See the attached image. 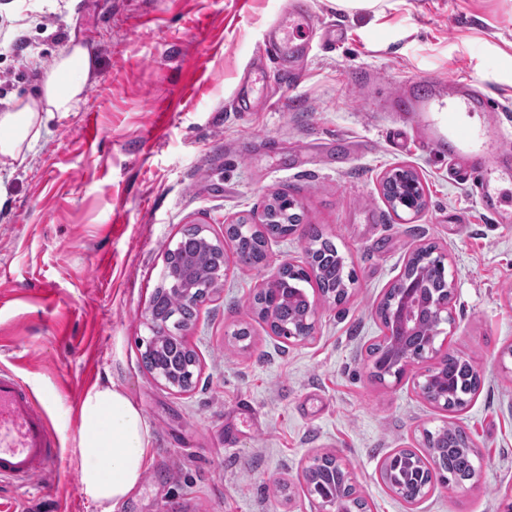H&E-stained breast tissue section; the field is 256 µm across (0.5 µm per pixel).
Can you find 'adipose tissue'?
Segmentation results:
<instances>
[{"label": "adipose tissue", "instance_id": "adipose-tissue-1", "mask_svg": "<svg viewBox=\"0 0 512 512\" xmlns=\"http://www.w3.org/2000/svg\"><path fill=\"white\" fill-rule=\"evenodd\" d=\"M96 65L88 45H71L45 70L39 96L12 99L0 112V172H15L48 121L75 108ZM79 420L80 491L97 512H115L143 478L150 452L149 424L140 407L111 380L85 392Z\"/></svg>", "mask_w": 512, "mask_h": 512}]
</instances>
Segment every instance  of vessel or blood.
<instances>
[{
  "instance_id": "obj_1",
  "label": "vessel or blood",
  "mask_w": 512,
  "mask_h": 512,
  "mask_svg": "<svg viewBox=\"0 0 512 512\" xmlns=\"http://www.w3.org/2000/svg\"><path fill=\"white\" fill-rule=\"evenodd\" d=\"M309 0H288L264 41L263 54L280 68L293 71L307 55ZM416 127L420 146L432 154H448L456 177L473 184L482 208L495 218L491 180L512 175V136L504 134L496 107L470 77L426 78L404 84L393 96ZM60 463L59 439L45 410L12 372L0 371V477L21 483L53 473Z\"/></svg>"
}]
</instances>
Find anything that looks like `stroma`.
Returning a JSON list of instances; mask_svg holds the SVG:
<instances>
[{"instance_id": "obj_1", "label": "stroma", "mask_w": 512, "mask_h": 512, "mask_svg": "<svg viewBox=\"0 0 512 512\" xmlns=\"http://www.w3.org/2000/svg\"><path fill=\"white\" fill-rule=\"evenodd\" d=\"M344 39L313 38L292 77L266 63L255 109L233 107L285 0H28L0 5V102L35 95L43 69L71 42L97 67L73 112L49 123L26 162L0 179V368L32 390L61 448L57 473L0 480V512H96L79 489L75 438L83 393L114 378L150 425L148 466L116 512H318L303 480L309 458L335 453L370 512H506L512 503V224L495 223L447 160L417 144L386 107L407 79H476L512 132V0H393L381 17L310 0ZM414 170L426 209L399 220L383 178ZM295 200L302 231L270 239L268 268L228 255L223 286L188 333L200 360L194 389L172 392L142 363L144 311L165 253L189 224L214 241L225 222ZM335 243L356 281L339 304L319 300L315 335L271 336L254 295L272 267L305 266L307 227ZM445 253L456 285L450 348L481 376L471 402L427 401L415 372L377 380L378 307L411 251ZM250 336L240 341L238 329ZM258 429L224 431L239 401ZM464 428L478 480L435 486L416 508L383 482L395 449L425 452L424 430Z\"/></svg>"}]
</instances>
